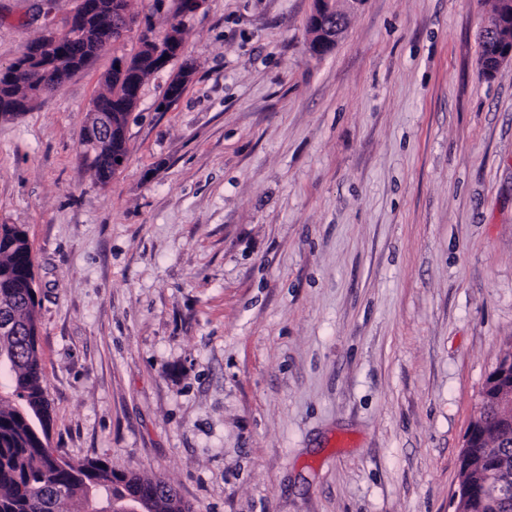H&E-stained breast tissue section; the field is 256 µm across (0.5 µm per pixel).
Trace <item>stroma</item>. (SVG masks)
<instances>
[{
	"mask_svg": "<svg viewBox=\"0 0 512 512\" xmlns=\"http://www.w3.org/2000/svg\"><path fill=\"white\" fill-rule=\"evenodd\" d=\"M74 6L0 0V69ZM313 10L184 18L109 185L82 132L136 36L0 118L51 445L163 477L194 512H454L512 346V62L480 72L492 0H364L319 57ZM484 398L502 403L511 398L512 406V358L501 357L496 367L489 373L482 391Z\"/></svg>",
	"mask_w": 512,
	"mask_h": 512,
	"instance_id": "35a3bbf8",
	"label": "stroma"
}]
</instances>
